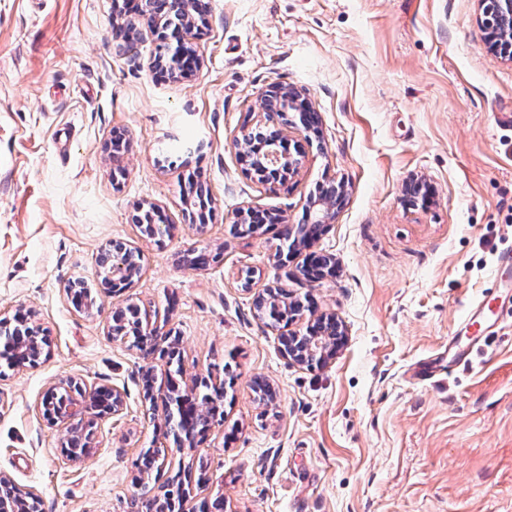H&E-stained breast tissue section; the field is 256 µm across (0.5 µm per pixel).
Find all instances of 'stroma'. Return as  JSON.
Instances as JSON below:
<instances>
[{
    "label": "stroma",
    "mask_w": 512,
    "mask_h": 512,
    "mask_svg": "<svg viewBox=\"0 0 512 512\" xmlns=\"http://www.w3.org/2000/svg\"><path fill=\"white\" fill-rule=\"evenodd\" d=\"M477 13V0H209L203 65L175 82L150 67V30L115 52L118 0H0V318L32 309L52 340L37 368L0 377V474L42 512H128L141 484L202 469L192 500L223 495L224 512H512V317L472 365L449 346L470 303L495 295L512 308V270L494 269L512 248V64L484 48ZM274 83L307 91L323 143L278 192L233 147ZM119 131L130 153L116 178L100 147ZM414 175L434 186L430 206L407 201ZM331 179L349 197L312 249L335 256V274L283 276L278 229L232 233L249 204L306 223ZM195 180L213 206L200 238L183 216ZM142 202L172 226L161 242L130 221ZM113 238L142 253L120 294L97 283ZM202 247L218 261L178 263ZM79 277L94 288L87 313L64 292ZM268 286L345 324L325 367L282 357L251 306ZM130 301L180 333L184 381L234 376L223 424L146 476L140 450L167 440L142 375L164 363L109 337ZM257 376L275 404L254 400ZM66 377L125 392L76 463L40 411Z\"/></svg>",
    "instance_id": "obj_1"
}]
</instances>
